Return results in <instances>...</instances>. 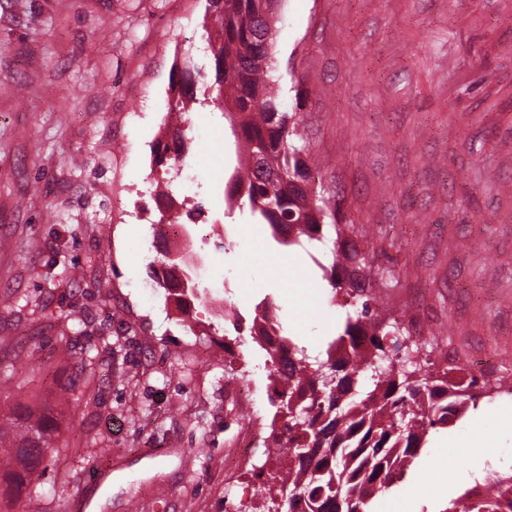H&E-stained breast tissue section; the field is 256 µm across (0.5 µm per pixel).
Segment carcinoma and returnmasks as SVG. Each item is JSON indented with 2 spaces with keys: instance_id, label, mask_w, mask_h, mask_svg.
Instances as JSON below:
<instances>
[{
  "instance_id": "obj_1",
  "label": "carcinoma",
  "mask_w": 512,
  "mask_h": 512,
  "mask_svg": "<svg viewBox=\"0 0 512 512\" xmlns=\"http://www.w3.org/2000/svg\"><path fill=\"white\" fill-rule=\"evenodd\" d=\"M219 36L209 42L214 69L210 102L222 105L224 90L236 96L238 142L244 158L230 177V207L248 206L267 224L274 240L299 247L322 271L335 294L354 301L343 332L324 348L311 350L281 335L267 321L270 302L248 332L267 352L268 378L279 405L268 447L287 461L266 512H374V503L420 454L430 431L462 419L469 407L491 396L488 383L471 374L458 380L453 368H432L410 327L378 320L377 296L366 292L368 254L336 224V204L323 184L310 180L301 117L285 110L274 91L279 80L273 56L272 18L281 0H206ZM171 86L172 109L196 100L192 72L203 67L189 59ZM178 128L153 151L155 163L174 165L190 149ZM162 264L189 276L188 286L158 287L177 297L197 296L196 272L185 259ZM57 409L13 404L0 409V466L29 492H38L43 461L57 451ZM443 512H512V473L492 475L448 502Z\"/></svg>"
}]
</instances>
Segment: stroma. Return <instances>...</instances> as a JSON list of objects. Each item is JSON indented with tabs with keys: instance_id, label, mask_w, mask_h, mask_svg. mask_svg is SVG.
Wrapping results in <instances>:
<instances>
[{
	"instance_id": "35a3bbf8",
	"label": "stroma",
	"mask_w": 512,
	"mask_h": 512,
	"mask_svg": "<svg viewBox=\"0 0 512 512\" xmlns=\"http://www.w3.org/2000/svg\"><path fill=\"white\" fill-rule=\"evenodd\" d=\"M205 0H0V375L12 403H54L59 452L39 512L262 507L276 471L267 354L224 326L260 300L312 349L345 310L310 260L233 209L237 143L207 84L185 112L182 168L153 150L174 61L207 60ZM274 55L307 164L367 248L385 321L414 322L439 359L512 382V0H282ZM203 204L182 253L208 274L183 321L155 287L162 194ZM76 313L79 331L65 316ZM250 403L235 399L241 382ZM512 395L479 400L426 445L378 512H443L512 471ZM261 442L239 467L240 434ZM67 478L65 497L51 494Z\"/></svg>"
}]
</instances>
